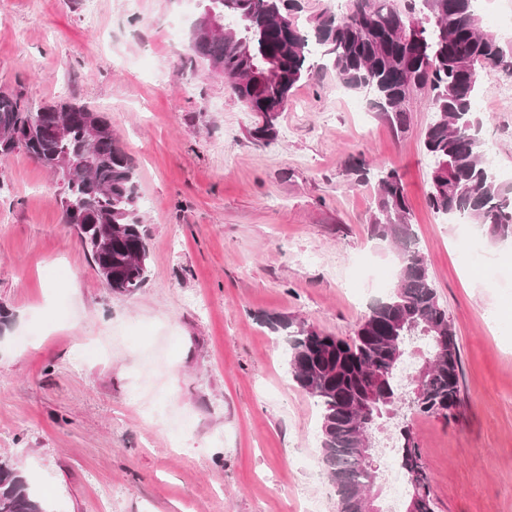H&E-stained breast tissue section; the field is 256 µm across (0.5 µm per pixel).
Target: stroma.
Returning <instances> with one entry per match:
<instances>
[{"instance_id":"35a3bbf8","label":"stroma","mask_w":512,"mask_h":512,"mask_svg":"<svg viewBox=\"0 0 512 512\" xmlns=\"http://www.w3.org/2000/svg\"><path fill=\"white\" fill-rule=\"evenodd\" d=\"M200 0H0V89L32 109L103 114L135 167L150 274L115 294L62 221L61 182L0 159V457L52 512H338L318 409L291 380L279 313L352 336L393 282L372 238L396 169L460 347L456 420L410 415L434 512H512V244L427 204L426 92L396 132L368 96L314 69L269 145L224 80L191 62ZM483 78V141L512 172V97ZM111 488L103 505L100 491Z\"/></svg>"}]
</instances>
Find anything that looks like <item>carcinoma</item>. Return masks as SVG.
Listing matches in <instances>:
<instances>
[{
  "instance_id": "1",
  "label": "carcinoma",
  "mask_w": 512,
  "mask_h": 512,
  "mask_svg": "<svg viewBox=\"0 0 512 512\" xmlns=\"http://www.w3.org/2000/svg\"><path fill=\"white\" fill-rule=\"evenodd\" d=\"M229 24L224 36L196 41L192 60L230 83L236 97L261 117L252 135L264 144L292 90L314 63L335 72L350 90L374 93L373 106L396 128L408 124V102L429 89L435 110L423 134L430 161L428 205L447 222L464 217L493 240H512V184L493 174L474 103L482 71L501 70L512 56L481 30L474 0H347L340 17L322 11L302 25L295 0H202ZM24 150L63 185L64 222L77 232L92 264L116 294H132L149 276L135 168L111 124L75 104L31 111L22 93L0 91V157ZM403 181L395 169L377 174L371 233L390 241L399 263L391 289L372 302L348 340L280 314L265 323L285 336L288 373L320 410L321 460L336 488L339 512H365L378 480L377 420L402 408L456 418L462 363L456 333L418 246ZM427 342L425 376H402L396 353L411 340ZM423 385L414 393L417 385ZM399 435L407 486L420 491L418 512H433L430 478L408 422ZM0 512H49L27 476L0 459Z\"/></svg>"
}]
</instances>
